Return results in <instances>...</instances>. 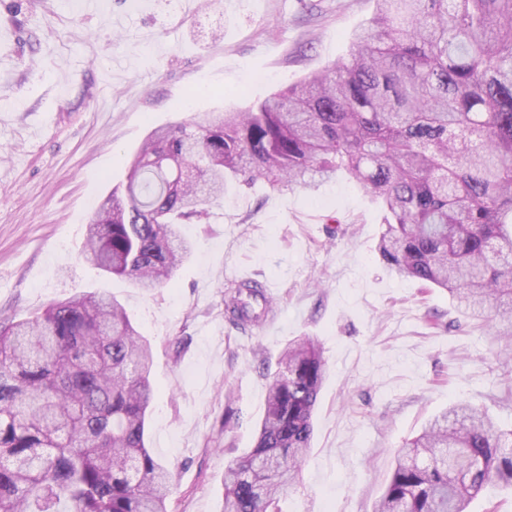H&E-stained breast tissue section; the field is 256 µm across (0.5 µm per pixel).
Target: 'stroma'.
I'll return each instance as SVG.
<instances>
[{"mask_svg": "<svg viewBox=\"0 0 512 512\" xmlns=\"http://www.w3.org/2000/svg\"><path fill=\"white\" fill-rule=\"evenodd\" d=\"M374 0H0V321L102 288L153 349L149 448L170 512H222L224 469L253 448L267 380L297 337L327 361L314 437L282 512H373L394 458L454 402L512 428V339L448 291L392 274L382 213L337 175L311 194L258 182L187 224L190 259L145 292L80 252L94 207L157 127L243 109L345 60ZM244 274L269 286L271 333L224 317Z\"/></svg>", "mask_w": 512, "mask_h": 512, "instance_id": "stroma-1", "label": "stroma"}]
</instances>
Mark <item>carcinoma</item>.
Masks as SVG:
<instances>
[{
    "mask_svg": "<svg viewBox=\"0 0 512 512\" xmlns=\"http://www.w3.org/2000/svg\"><path fill=\"white\" fill-rule=\"evenodd\" d=\"M338 172L382 210L391 273L512 336V0H375L347 60L153 131L95 210L83 259L163 287L192 252L181 226L229 186L295 192ZM270 312L257 281L224 291L237 328ZM151 368L150 343L104 291L0 322V512H168L169 473L147 446ZM326 371L313 338L288 343L257 442L224 472V512H282ZM490 485L512 490V429L457 404L397 451L375 512H468Z\"/></svg>",
    "mask_w": 512,
    "mask_h": 512,
    "instance_id": "1",
    "label": "carcinoma"
}]
</instances>
